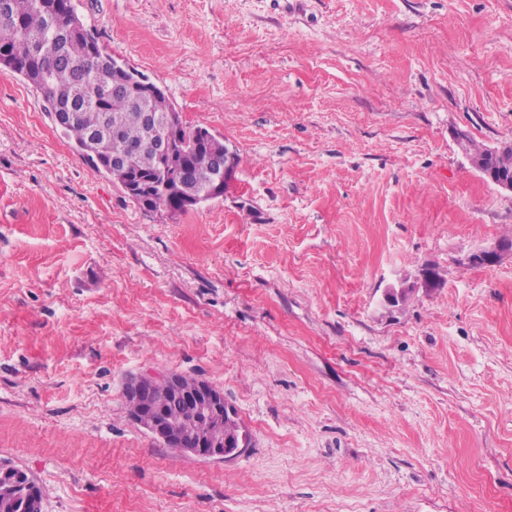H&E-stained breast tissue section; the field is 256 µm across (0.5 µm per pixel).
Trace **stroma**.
<instances>
[{"instance_id":"1","label":"stroma","mask_w":512,"mask_h":512,"mask_svg":"<svg viewBox=\"0 0 512 512\" xmlns=\"http://www.w3.org/2000/svg\"><path fill=\"white\" fill-rule=\"evenodd\" d=\"M241 162L147 212L0 73V465L42 512H512V0H72ZM406 289L400 306L389 291ZM251 435L145 434L144 371ZM465 150L475 166L478 163L486 164V167L490 164H495L505 168L509 172H512V150L509 153L501 156H493L492 150L487 148H481L474 144L472 141L466 140ZM161 383H164L165 390L159 395L157 387ZM124 395L132 407V417L136 424L165 447L172 448L183 456L224 459L246 448L243 437L234 440L231 434L225 433L224 394L206 381L199 380L188 384L179 374L159 375L146 371L128 380ZM172 396L187 406L204 404L210 417L211 430L208 436L188 437L182 424L172 418L185 419L191 423L194 435L204 436L206 432L203 420L192 408L173 402L169 405L171 417H167L162 404Z\"/></svg>"}]
</instances>
